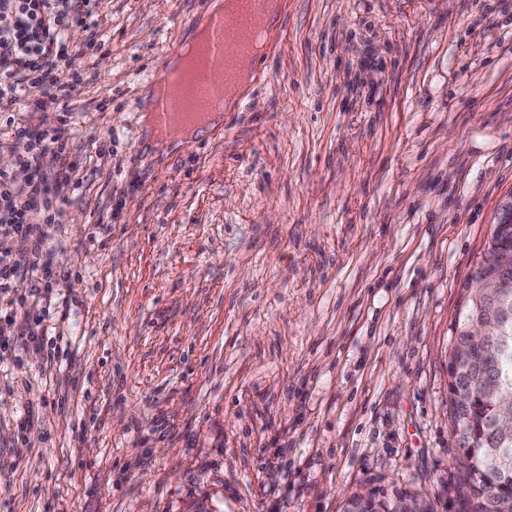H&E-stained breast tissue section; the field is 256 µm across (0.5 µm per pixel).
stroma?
<instances>
[{
	"mask_svg": "<svg viewBox=\"0 0 512 512\" xmlns=\"http://www.w3.org/2000/svg\"><path fill=\"white\" fill-rule=\"evenodd\" d=\"M280 2L246 98L168 150L144 96L201 0L70 33L103 47L72 59L48 334L0 349V512H446L453 325L512 199V0ZM392 508L393 504L383 495L370 491L366 496L353 494L346 502L344 512H390Z\"/></svg>",
	"mask_w": 512,
	"mask_h": 512,
	"instance_id": "stroma-1",
	"label": "stroma"
}]
</instances>
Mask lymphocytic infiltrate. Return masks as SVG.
<instances>
[{
    "label": "lymphocytic infiltrate",
    "mask_w": 512,
    "mask_h": 512,
    "mask_svg": "<svg viewBox=\"0 0 512 512\" xmlns=\"http://www.w3.org/2000/svg\"><path fill=\"white\" fill-rule=\"evenodd\" d=\"M100 8L101 0H0V112L8 115V133L32 143L18 159L17 172L0 171L1 289L23 278L37 281L48 294L57 286L38 257L58 222L57 207L74 171L68 127L61 119L73 80L69 60L75 47L68 35L92 27ZM19 112L40 114L42 128L17 121ZM37 209L45 214L39 225L29 221ZM17 238L30 242V252L13 251ZM44 333L41 319L32 316L24 299L0 308V337L36 341Z\"/></svg>",
    "instance_id": "lymphocytic-infiltrate-1"
}]
</instances>
